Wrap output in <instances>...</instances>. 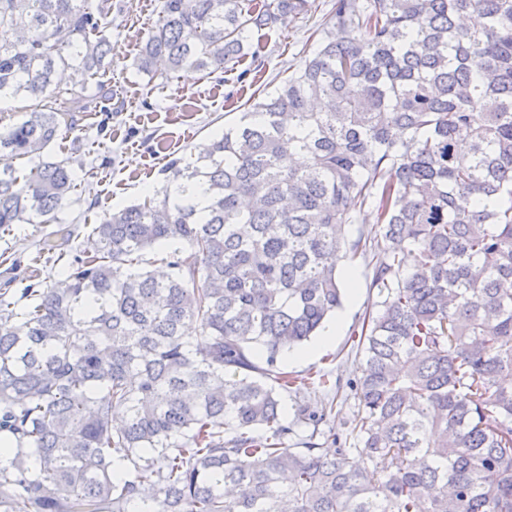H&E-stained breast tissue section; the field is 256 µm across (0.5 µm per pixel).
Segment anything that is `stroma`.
I'll list each match as a JSON object with an SVG mask.
<instances>
[{"label":"stroma","instance_id":"35a3bbf8","mask_svg":"<svg viewBox=\"0 0 512 512\" xmlns=\"http://www.w3.org/2000/svg\"><path fill=\"white\" fill-rule=\"evenodd\" d=\"M316 13L288 26L255 33L262 47L264 82H279L291 70L297 53L313 30L328 18L330 0H318ZM163 0H112L107 34L112 64L89 80L87 111L74 113L70 128L46 150L56 161H67L77 184L72 202L61 213V224H15L0 231V289L31 286L45 289L59 281L62 262L87 246L92 225L104 213L143 201L162 189L166 168L176 158L199 155L225 125L238 120L252 93L248 63L216 77L202 71L175 73L168 83L148 87L134 59L138 46L157 24ZM49 263H36L41 250ZM356 296H345L333 315L336 340L319 354L289 363L302 374L311 367L330 370L332 379L348 383L357 376L359 354L348 342L367 304L375 301L364 265H353Z\"/></svg>","mask_w":512,"mask_h":512}]
</instances>
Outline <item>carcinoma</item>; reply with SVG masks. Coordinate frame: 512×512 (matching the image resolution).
<instances>
[{
	"label": "carcinoma",
	"instance_id": "cac0c4a2",
	"mask_svg": "<svg viewBox=\"0 0 512 512\" xmlns=\"http://www.w3.org/2000/svg\"><path fill=\"white\" fill-rule=\"evenodd\" d=\"M110 9L0 0V100L32 102L0 126V229L59 223L75 179L44 150L112 63ZM311 9L163 0L136 65L224 72ZM314 34L61 286L0 292V512H512V0H332ZM342 261L380 297L355 408L329 448L302 408L291 448L281 393L329 380L283 358L341 307Z\"/></svg>",
	"mask_w": 512,
	"mask_h": 512
}]
</instances>
